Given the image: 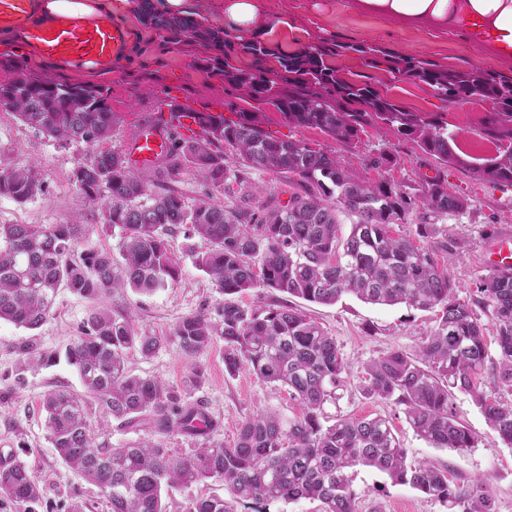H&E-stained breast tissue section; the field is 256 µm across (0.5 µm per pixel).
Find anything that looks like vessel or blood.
Segmentation results:
<instances>
[{
    "label": "vessel or blood",
    "instance_id": "1",
    "mask_svg": "<svg viewBox=\"0 0 512 512\" xmlns=\"http://www.w3.org/2000/svg\"><path fill=\"white\" fill-rule=\"evenodd\" d=\"M31 0H0V28H24L29 42L45 56L65 62L78 59L108 68L122 56L123 27L107 19L63 18L49 25L27 22Z\"/></svg>",
    "mask_w": 512,
    "mask_h": 512
}]
</instances>
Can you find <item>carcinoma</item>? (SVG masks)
Listing matches in <instances>:
<instances>
[{"mask_svg":"<svg viewBox=\"0 0 512 512\" xmlns=\"http://www.w3.org/2000/svg\"><path fill=\"white\" fill-rule=\"evenodd\" d=\"M132 3L145 32L204 52L200 66L224 76V108L237 119L199 112L201 131L189 138L171 125L165 154L150 170L136 171L122 151L103 147L119 122L107 89L26 74L0 83L1 110L48 139L85 148L72 180L88 201L100 204L102 227L122 232L117 260L81 248L88 229L75 221L0 224V321L40 326L61 287L95 300L121 284L144 295L174 285L181 266L167 235L182 226L205 245L195 264L224 295L263 287L329 305L352 293L365 303L436 312V326L419 351L392 350L367 364L366 394L404 407L413 431L435 447L465 450L478 438L458 421L452 394L469 392L500 441L512 447V404L481 390L487 375L494 387L512 388V269L489 270L473 296L459 300L450 267L464 242L434 223L468 209L469 198L450 190L440 174L414 193L386 178L353 176L336 156L263 128V113L273 109L288 127L318 129L349 148L361 144L365 128H385L443 167H464L451 145L448 106L481 102L490 110L480 131L498 155L479 167V178L512 185V81L373 44L329 40L289 52L259 32L239 34L196 13L162 12L155 0ZM349 53L374 73L427 87L439 105L412 112L379 90L374 74L346 77L336 59ZM250 169L286 174L299 190L285 206L258 205L262 189L249 184ZM185 173L215 188L232 180L247 191L234 207L204 198L190 206L171 187ZM42 193L43 177L30 167H11L0 176V197L25 203ZM341 212L357 217L345 238L337 234ZM412 215L419 220V245L392 229ZM483 313L491 318L490 340ZM217 337L224 340L228 373L246 368L287 389L300 413L285 421L259 412L241 423L234 444L226 446L212 438L215 425L203 406L179 404L165 383L127 366L131 349L149 357L169 341L193 357ZM65 356L83 392L63 387L44 395L48 437L72 470L106 493L109 512H166L164 486L207 480L230 487L233 499L203 495L186 512H238L245 502L261 512L267 503L301 498L320 501L323 512H358L351 475L357 466L411 485L446 503L448 512H495L483 479L461 485L446 469L407 462L387 418L346 416L321 424L322 407L348 362L336 340L294 307L248 309L226 302L214 318L198 313L182 319L166 339L138 334L129 316L94 307ZM94 403L101 426L113 418L149 438L96 445L88 419ZM174 432L204 442L168 448L165 438ZM41 495L27 463L0 466V496L12 500L17 512H27Z\"/></svg>","mask_w":512,"mask_h":512,"instance_id":"carcinoma-1","label":"carcinoma"}]
</instances>
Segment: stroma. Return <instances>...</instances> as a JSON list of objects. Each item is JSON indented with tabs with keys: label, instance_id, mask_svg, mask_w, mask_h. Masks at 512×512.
Segmentation results:
<instances>
[{
	"label": "stroma",
	"instance_id": "stroma-1",
	"mask_svg": "<svg viewBox=\"0 0 512 512\" xmlns=\"http://www.w3.org/2000/svg\"><path fill=\"white\" fill-rule=\"evenodd\" d=\"M123 25L136 36L139 46L150 47L152 55L127 50L108 69L79 72L56 64L34 52L23 57L0 51V81L19 73L34 74L53 81L93 83L108 88L110 103L119 116L113 147H124L162 100L176 99L181 106L197 112L224 110V79L201 71L197 50L188 44L159 51L161 36L141 31L129 0H112ZM258 28L267 39L292 50L302 43L335 37L343 43H376L398 52L430 59L455 69L482 68L512 79V60H490L483 41H463L445 32L427 28H407L386 18L359 11L353 0H261ZM485 106L461 101L448 110V129L455 135L454 149L467 160V167H452L446 173L448 186L470 200L469 208L442 219L449 233L462 238L464 247L451 267L455 293L468 299L478 280L489 270L488 252L500 236H512V185H495L479 179L474 165L494 157L496 145L479 131ZM265 128L278 136H289L332 154L353 175L373 180L386 178L409 191L424 176L435 173L437 163L413 144L392 135L368 130L360 148L346 147L314 128H291L274 110L265 112ZM396 157L395 166L374 168L371 157L380 151ZM84 155L81 148L45 138L26 126L14 113L0 110V170L30 166L40 170L47 185L46 195L25 204L0 197V224H61L69 220L87 225L85 247L118 254V231L102 232L100 212L90 204L71 179L72 170ZM171 250L182 268L176 284L144 296L131 288L90 301L68 289H60L49 319L36 330L10 322H0V452L9 460L26 462L42 487L40 500L30 512H68L81 503L85 512H109L106 498L98 487L83 479L57 455L47 438L44 394L56 387L81 390L82 384L65 360V349L79 334V327L92 307L118 314L131 312L135 329L169 335L185 317L215 313L225 296L207 275L193 263L191 250L201 249L198 238L184 229L169 235ZM233 302L248 308L288 303L309 314L335 338L349 372L323 406L321 421L329 425L341 416L388 417L407 451L408 462H430L449 469L457 481L482 477L495 500V512H512V447L495 436L472 396L454 391L453 406L460 422L478 438L476 447L459 451L436 448L420 438L407 423L402 407L367 396L364 392L365 367L394 349L416 352L435 325L433 313L399 304H366L355 296L343 295L335 304L321 305L277 292L254 288L233 295ZM32 346L51 355V364L30 362L22 352ZM133 373L156 377L175 388L183 402L203 403L213 418L215 439L233 444L239 425L249 416L267 411L285 418L298 409L285 391L260 381L249 370L227 373L224 368V342L215 340L196 357H186L176 345L168 344L149 358L130 351ZM358 512H448L447 506L407 484L391 481L373 468L358 467L352 474Z\"/></svg>",
	"mask_w": 512,
	"mask_h": 512
}]
</instances>
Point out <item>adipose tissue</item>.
Masks as SVG:
<instances>
[{"label": "adipose tissue", "mask_w": 512, "mask_h": 512, "mask_svg": "<svg viewBox=\"0 0 512 512\" xmlns=\"http://www.w3.org/2000/svg\"><path fill=\"white\" fill-rule=\"evenodd\" d=\"M367 14L404 25L429 26L475 38L488 33L495 57H512V0H355ZM112 12V0H36L32 20L37 24L56 22L62 17L99 18Z\"/></svg>", "instance_id": "1"}]
</instances>
